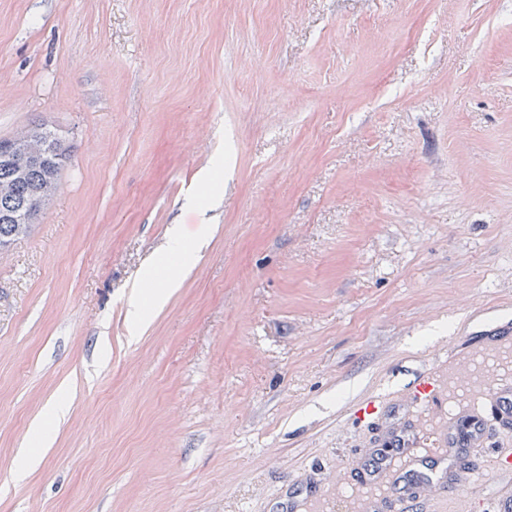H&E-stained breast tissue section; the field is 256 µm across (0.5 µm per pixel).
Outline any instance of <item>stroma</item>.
Segmentation results:
<instances>
[{
    "instance_id": "stroma-1",
    "label": "stroma",
    "mask_w": 512,
    "mask_h": 512,
    "mask_svg": "<svg viewBox=\"0 0 512 512\" xmlns=\"http://www.w3.org/2000/svg\"><path fill=\"white\" fill-rule=\"evenodd\" d=\"M40 123L74 153L0 252V512H334L358 407L432 435L410 392L512 343V0H0V140ZM178 280V275L156 279L153 273H149L140 281L128 300L131 317L134 320H145L151 310L160 308L166 302L176 288Z\"/></svg>"
}]
</instances>
